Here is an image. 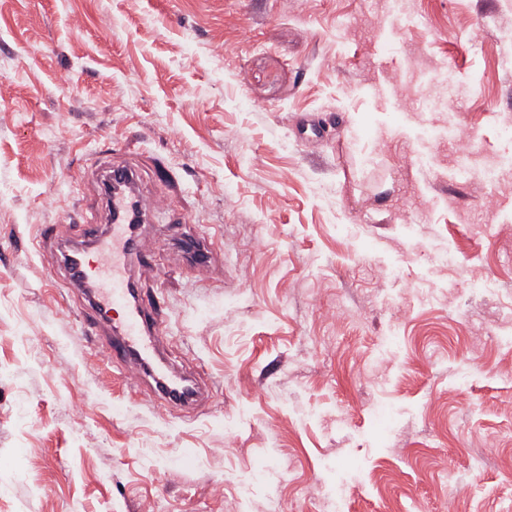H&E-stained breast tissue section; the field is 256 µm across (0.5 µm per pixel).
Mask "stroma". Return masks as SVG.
Listing matches in <instances>:
<instances>
[{
    "label": "stroma",
    "instance_id": "stroma-1",
    "mask_svg": "<svg viewBox=\"0 0 512 512\" xmlns=\"http://www.w3.org/2000/svg\"><path fill=\"white\" fill-rule=\"evenodd\" d=\"M510 123L512 0H0V512H512ZM110 158L197 409L46 283ZM169 233L175 248L184 255L190 265L204 266L211 261L216 243L212 237L196 238L187 235L179 225L170 226Z\"/></svg>",
    "mask_w": 512,
    "mask_h": 512
}]
</instances>
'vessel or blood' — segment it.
<instances>
[{"label": "vessel or blood", "instance_id": "obj_1", "mask_svg": "<svg viewBox=\"0 0 512 512\" xmlns=\"http://www.w3.org/2000/svg\"><path fill=\"white\" fill-rule=\"evenodd\" d=\"M104 181L106 186L101 193L110 222L104 229L85 223L83 239L88 247L81 250L74 264L68 265V282L91 292L90 307L94 314L111 318L110 333L101 339V353L109 360L122 361L132 381L152 378L158 398L180 402L183 377L158 359L159 321L129 274L131 266H148L132 227L148 222L154 210L138 191L134 169L107 166ZM169 233L175 248L190 265L204 266L210 262L213 238L187 235L177 225L170 226Z\"/></svg>", "mask_w": 512, "mask_h": 512}]
</instances>
